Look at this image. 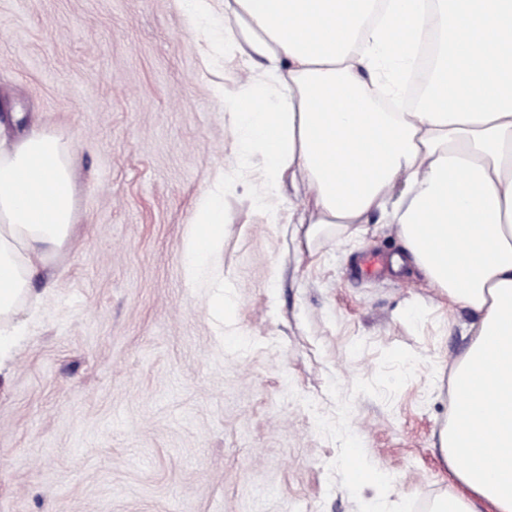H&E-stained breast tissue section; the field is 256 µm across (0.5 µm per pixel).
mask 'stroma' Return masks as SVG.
I'll return each mask as SVG.
<instances>
[{
  "instance_id": "stroma-1",
  "label": "stroma",
  "mask_w": 512,
  "mask_h": 512,
  "mask_svg": "<svg viewBox=\"0 0 512 512\" xmlns=\"http://www.w3.org/2000/svg\"><path fill=\"white\" fill-rule=\"evenodd\" d=\"M181 0H0V113L70 142L75 233L20 307L0 380V512H368L377 467L415 512L450 489L435 443L470 315L394 224L299 247L256 201L224 112L242 78ZM224 235L184 242L210 196ZM195 232L184 247L187 271L195 274L199 265L218 247L224 232V205L220 197L206 200L195 216ZM200 229V231H199ZM204 230V233H203Z\"/></svg>"
}]
</instances>
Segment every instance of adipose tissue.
Masks as SVG:
<instances>
[{
    "label": "adipose tissue",
    "mask_w": 512,
    "mask_h": 512,
    "mask_svg": "<svg viewBox=\"0 0 512 512\" xmlns=\"http://www.w3.org/2000/svg\"><path fill=\"white\" fill-rule=\"evenodd\" d=\"M224 45L246 71L225 103L233 157L261 173L260 207L284 182L303 193L306 245L397 225L404 254L472 315L451 367L438 449L453 490L430 512H512V0H224ZM436 42L409 112H384L417 41ZM70 145L32 129L0 147V376L14 359L20 300L70 239ZM184 247L188 273L218 247L221 198Z\"/></svg>",
    "instance_id": "1"
}]
</instances>
